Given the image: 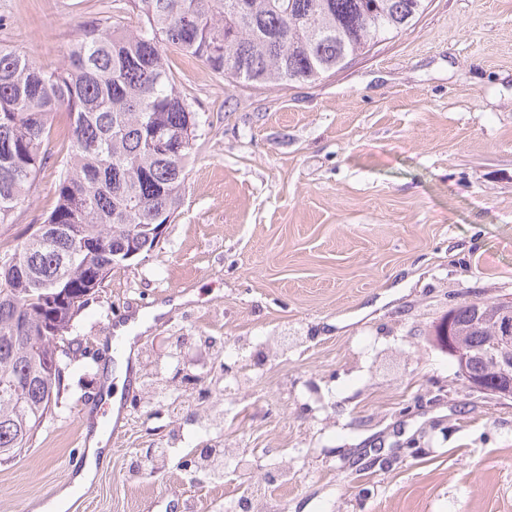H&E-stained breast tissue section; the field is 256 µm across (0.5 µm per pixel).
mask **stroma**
Wrapping results in <instances>:
<instances>
[{
	"label": "stroma",
	"mask_w": 512,
	"mask_h": 512,
	"mask_svg": "<svg viewBox=\"0 0 512 512\" xmlns=\"http://www.w3.org/2000/svg\"><path fill=\"white\" fill-rule=\"evenodd\" d=\"M105 5L0 0V44L57 67ZM167 57L200 117L184 204L78 317L84 354L55 417L0 466V512L71 484L87 415L107 413L100 343L139 318L110 463L67 512H220L240 480L178 462L223 409L241 453L275 449L300 472L256 512H512V401L469 390L438 340L454 305L512 297V0H430L403 35L311 83L237 84ZM56 176L47 165L1 236L42 222ZM197 336L299 342L233 395L167 401L172 345L197 377L224 360ZM141 448L172 458L132 470Z\"/></svg>",
	"instance_id": "1"
}]
</instances>
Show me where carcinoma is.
I'll list each match as a JSON object with an SVG mask.
<instances>
[{
    "label": "carcinoma",
    "instance_id": "obj_1",
    "mask_svg": "<svg viewBox=\"0 0 512 512\" xmlns=\"http://www.w3.org/2000/svg\"><path fill=\"white\" fill-rule=\"evenodd\" d=\"M426 2L112 0L111 20L87 22L54 69L0 47L1 225L28 201L62 114L70 141L53 209L0 248L1 464L29 447L67 390L51 370L82 356L74 320L124 262L112 250H152L153 231L182 205L199 120L166 49L235 83L315 82L407 30ZM452 311L468 372L495 379L493 327L472 301Z\"/></svg>",
    "mask_w": 512,
    "mask_h": 512
}]
</instances>
